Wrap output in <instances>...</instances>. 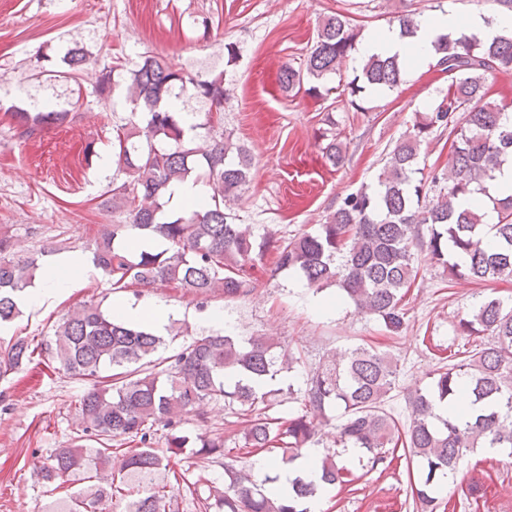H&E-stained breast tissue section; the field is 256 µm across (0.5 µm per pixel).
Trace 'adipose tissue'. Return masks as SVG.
<instances>
[{"instance_id":"adipose-tissue-1","label":"adipose tissue","mask_w":512,"mask_h":512,"mask_svg":"<svg viewBox=\"0 0 512 512\" xmlns=\"http://www.w3.org/2000/svg\"><path fill=\"white\" fill-rule=\"evenodd\" d=\"M459 29L460 26L454 18L430 15L422 17L413 36H401L399 28L396 27L380 28L367 36L365 47L371 53L396 55L409 59L413 68L417 69L435 60L433 42L438 36L451 35ZM92 270L90 261L81 254L57 259L42 269L37 288L21 295L19 303L24 308H37L49 304L57 296L59 289L70 288L81 283ZM112 309L127 321L148 325L150 330L159 336L165 333L171 312L170 307L160 302H143L136 305L116 302L113 303ZM318 457L317 449L313 448L296 462L280 466L275 484L277 492L284 496L292 494L295 478L299 477L316 485L317 495L302 501L303 507L307 508L308 512H319L320 494L327 489L321 478V470L316 464Z\"/></svg>"}]
</instances>
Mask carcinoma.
<instances>
[{
	"instance_id": "carcinoma-1",
	"label": "carcinoma",
	"mask_w": 512,
	"mask_h": 512,
	"mask_svg": "<svg viewBox=\"0 0 512 512\" xmlns=\"http://www.w3.org/2000/svg\"><path fill=\"white\" fill-rule=\"evenodd\" d=\"M360 30L340 14L328 17L317 31L305 68L280 72L287 91L315 94L323 81L341 72L355 51ZM437 65L448 72L447 94L430 103L413 124V134L396 141L378 175V186L347 195L314 233L291 238H257L251 227L226 213L250 178L251 159L233 148L222 128L224 73L207 78L146 56L130 70L128 99L142 110L140 120L116 125L113 150L126 180L112 194V209L126 224H102L92 243L93 262L104 271L115 292L131 287L174 284L196 296L245 297L257 287L253 270L265 254L275 255L266 268L274 279L284 271L299 275L309 287L339 285L355 308L379 320L391 334L406 325L405 298L419 273L418 256L442 266L448 276L475 283L512 280V195L489 198L496 221L488 224L482 201L495 172L512 163V118L490 100L487 79L512 71V34L492 41L475 35H444L435 43ZM407 62L396 55L365 56L347 83V104L356 97L397 89ZM210 102L205 122L182 126L171 112L187 92ZM45 102L21 117L22 134L31 137L50 122L65 120ZM207 129L209 144L197 145L196 129ZM439 129L451 140L448 170L418 177L421 146ZM210 188L209 202L192 206L168 221H158L168 186L188 177ZM153 234L163 247L146 245ZM40 255L18 257L11 237L0 233V326L20 315L16 298L36 278ZM456 335L473 344L463 360L440 358L431 383L409 398V423L386 410L395 388L397 361L385 350L356 346L328 355L307 375L302 412L283 420L269 414L271 381L289 372L298 357L266 336L228 334L196 336L177 354L159 355L161 336L130 324L99 306L85 303L54 325L53 335L32 343L24 337L0 345V376L16 373L48 356L72 378L88 385L77 412L82 434L57 448L40 473L57 486L93 478L68 503L48 512H96L102 500L121 492L115 474L100 470L112 462V442L125 445L118 474L148 487L131 499L126 512H166V486L156 483L170 458L192 455L200 467L224 456V435L204 428L195 440L178 429L192 414L205 421L202 405L215 402L243 417V448L265 450L271 462L292 463L320 443L316 419L328 407L344 408L339 431L345 448L362 451L370 467L387 461L390 450H407L418 469L412 487L418 512H436L437 492L455 477L461 459L472 448L512 449V300L486 298L474 302L454 326ZM465 387L474 402L485 405L475 417L452 419L436 412L439 403ZM167 429L166 454L152 448L153 427ZM98 444L96 448L85 445ZM323 480L331 486L353 482L336 455L320 459ZM176 483L196 497L204 512H306L302 499L314 487L298 478L294 496L282 499L271 488L260 490L242 470L224 463V489L198 485L172 471Z\"/></svg>"
}]
</instances>
